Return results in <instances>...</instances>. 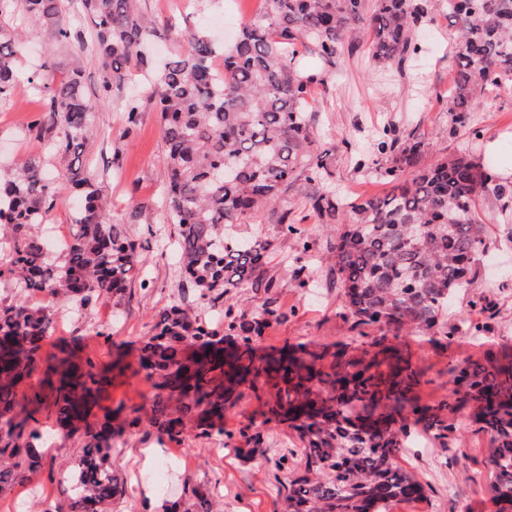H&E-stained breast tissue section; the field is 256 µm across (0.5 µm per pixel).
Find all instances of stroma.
Segmentation results:
<instances>
[{
	"label": "stroma",
	"instance_id": "1",
	"mask_svg": "<svg viewBox=\"0 0 512 512\" xmlns=\"http://www.w3.org/2000/svg\"><path fill=\"white\" fill-rule=\"evenodd\" d=\"M144 13L160 23L157 37L145 53L163 60L188 47L187 34L206 30L223 40L225 29L253 21L250 7H235L234 0H141ZM75 36L70 42L49 45L34 34L22 53L23 73L38 72L61 81L72 59H80L83 81L90 97L98 98L97 136L88 144L82 165L88 170H107L104 192L113 223L123 225L136 244L139 264L121 302L99 299L88 313L64 322L56 338L74 343L79 356L109 363L123 352L131 365L138 362V348L150 335L159 312L172 305L196 304L197 294L187 287L171 251L159 242V233L176 238L175 225L166 220L162 189L165 180L163 137L159 114L152 102L143 100L136 82L102 93V71L90 36L92 26L79 14L66 17ZM424 50L404 68H376L369 58L367 40L346 51L336 65L323 66L306 57L305 67L322 69L326 81L318 86L309 110L314 133L329 150L324 184L338 197H363L383 190L384 180L372 167L376 132L394 126L400 133L425 140L422 165L455 154L473 158L484 155L487 142H495L498 154L512 164V88L481 95L468 127L450 131L445 102L454 82L451 58L452 31L445 18L418 31ZM139 100L140 117L127 127L129 100ZM45 110V101L29 88L0 101V170L32 155L50 159L49 173L55 184L70 177L68 160L52 156L48 139L29 135L28 129ZM311 187L297 181L279 204L262 210L246 223L235 225L237 236L259 238L272 244L266 267L276 277V286L237 289L218 300V307L235 305L248 314L273 304L280 317L255 337L258 354L284 344H298L314 351L336 345L358 353L378 337L398 343L413 364L423 372L416 390L420 403L435 405L451 398L448 363L457 359L483 361L512 354V210L485 209V248L472 266L471 282L460 289L433 330L423 335L394 337L386 327L358 326L343 317V293L331 272L330 256L338 227L325 224L308 209ZM300 228L312 249L299 255L295 239H284L278 228L280 216ZM154 390L144 372L114 374L108 394L93 407V420L105 408L124 404L126 410H147ZM270 391L243 397L224 412V432L229 441L217 444L214 437L186 429L180 441L159 442L155 428L144 425L112 439V463L120 479V495L108 512H148L152 502H180L193 507L197 493L208 494L213 512H284L289 480L303 473L300 459H285L288 448L297 445L292 429L268 421L265 403ZM41 430L52 441L45 451L38 480L46 485L33 512H61L70 500L63 472L80 455L81 432L56 430L53 409L42 404L36 414ZM455 430L447 439L422 434L412 438L397 457L422 487L412 501L394 504L391 512H496L491 501L486 461L489 435L475 422L470 408L450 415ZM261 444H253L252 434Z\"/></svg>",
	"mask_w": 512,
	"mask_h": 512
}]
</instances>
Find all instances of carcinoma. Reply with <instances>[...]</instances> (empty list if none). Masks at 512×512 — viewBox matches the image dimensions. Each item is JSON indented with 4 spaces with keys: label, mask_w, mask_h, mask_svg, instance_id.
<instances>
[{
    "label": "carcinoma",
    "mask_w": 512,
    "mask_h": 512,
    "mask_svg": "<svg viewBox=\"0 0 512 512\" xmlns=\"http://www.w3.org/2000/svg\"><path fill=\"white\" fill-rule=\"evenodd\" d=\"M266 10L242 26L229 44L206 33L189 34L190 49L159 68L141 53L156 32L137 0H0V100L19 86L24 30H44L54 41L72 38L63 21L70 6L89 18L107 93L134 75L145 78L144 94L155 100L163 122L165 201L177 226L179 269L199 293V308L173 305L154 334L144 338L138 363L158 389L143 423L177 441L185 429L223 436L224 410L241 387L274 390L271 418L296 432L292 457L305 471L289 482L286 512H390L396 501L421 494L420 484L398 466L411 428L436 438L453 432L440 412L471 403L490 435L487 470L497 512H512V356L505 363L464 359L448 363L456 398L436 407L413 398L422 372L402 351L376 339L379 353L348 357L285 345L256 358L253 337L279 318L266 307L247 316L215 301L251 283L275 287L263 275L270 243L239 240L224 228L274 208L299 178L315 185L309 209L324 224H341L333 270L343 291L346 316L358 325L424 332L436 326L452 296L470 284L472 262L486 234L479 206L505 208L512 190L494 167L467 154L420 165L425 142L382 130L377 151L390 166L382 196L340 200L322 183L328 151H319L305 101L325 77L301 69L298 48L334 65L363 32L369 55L380 66L399 67L420 51L416 34L438 12L447 13L455 34L456 67L446 108L453 129L470 124L478 95L512 84V0H265ZM222 67H214L215 59ZM30 89L46 100L35 120L38 135L56 134L54 153L80 154L93 135L96 102L85 90L82 67L73 61L57 84L29 75ZM82 203L71 213L79 226L62 251L48 252L36 234L58 204L59 188L40 156L26 158L0 175V277L8 274L19 298L0 306V493L33 481L43 432L28 428L41 404L38 392L18 397L33 375L47 387L55 425L72 429L79 411L96 403L106 378L87 357L75 362V347L63 342L42 354L50 336L53 307L67 304L83 316L97 300L120 302L138 263L136 245L112 223L102 199L104 174L85 171L70 178ZM283 237L310 249L298 228L280 218ZM45 291L47 305H28L29 290ZM82 454L72 464L69 512H106L120 492L109 461L112 414L85 427Z\"/></svg>",
    "instance_id": "carcinoma-1"
}]
</instances>
